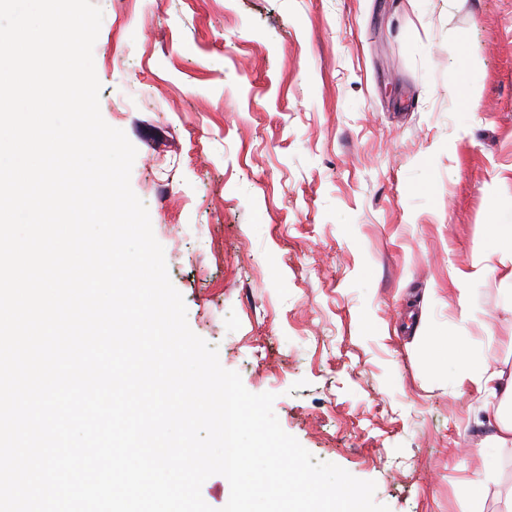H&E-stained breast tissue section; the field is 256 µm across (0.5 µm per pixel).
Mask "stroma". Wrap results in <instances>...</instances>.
Masks as SVG:
<instances>
[{
  "label": "stroma",
  "mask_w": 512,
  "mask_h": 512,
  "mask_svg": "<svg viewBox=\"0 0 512 512\" xmlns=\"http://www.w3.org/2000/svg\"><path fill=\"white\" fill-rule=\"evenodd\" d=\"M95 3L101 115L190 329L389 512H502L512 445L482 473L496 419L442 346L512 365L486 245L512 216V0Z\"/></svg>",
  "instance_id": "1"
}]
</instances>
